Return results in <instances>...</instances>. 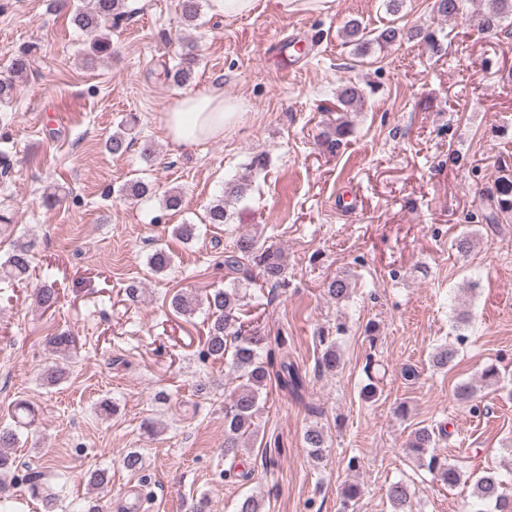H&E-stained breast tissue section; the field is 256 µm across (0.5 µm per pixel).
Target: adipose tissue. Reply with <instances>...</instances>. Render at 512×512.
Masks as SVG:
<instances>
[{
    "label": "adipose tissue",
    "instance_id": "ef3b65f1",
    "mask_svg": "<svg viewBox=\"0 0 512 512\" xmlns=\"http://www.w3.org/2000/svg\"><path fill=\"white\" fill-rule=\"evenodd\" d=\"M245 113L243 104L223 91L203 88L176 99L164 114V126L174 145L191 149L223 139L225 130L241 122Z\"/></svg>",
    "mask_w": 512,
    "mask_h": 512
}]
</instances>
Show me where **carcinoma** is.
Returning a JSON list of instances; mask_svg holds the SVG:
<instances>
[{
    "mask_svg": "<svg viewBox=\"0 0 512 512\" xmlns=\"http://www.w3.org/2000/svg\"><path fill=\"white\" fill-rule=\"evenodd\" d=\"M204 0H179L180 18L187 27L197 26L202 13ZM463 0H434L433 9L442 17L456 18L460 14ZM126 15L125 0H86L85 4L72 9V23L90 38L89 51L84 56L86 64L112 57V41L109 32ZM512 16V0H493L491 9L472 16L474 26L480 32L501 29L503 22ZM348 41L356 46L360 56L367 55L373 46L386 49L403 39L421 38L432 50L439 47V35L443 29L404 31L400 27L388 25L376 35L365 31L362 25L352 20L343 29ZM39 45L32 42L20 46L11 55L6 71L0 72V108L7 107L13 101L16 82L38 63L37 50ZM198 54L194 46L187 45V51L181 54L180 61L173 67H166L161 72L164 80L184 86L191 81L193 70L197 64ZM364 103V93L353 82L339 88L336 99V111H327L330 115L321 132L318 145L330 154L337 153L345 145V139L352 132V122L348 113L355 112ZM134 144L127 128L118 126L105 142L106 150L121 156ZM251 189L250 180L245 177L224 183L220 195L211 200L204 208L200 224L223 225L231 223L232 208L244 199ZM118 192L137 200L152 196L153 187L144 177L137 174L127 180ZM68 193L62 186L48 189L44 195V203L54 208L67 201ZM483 219L488 224L499 223L501 217L512 213V177L504 176L495 191L480 199ZM199 224L185 222L175 224L171 236L182 243H189L199 236ZM34 259V242H14L6 257L0 259V284L13 287L24 282L30 275ZM174 254L163 245H158L149 253L146 267L149 273L157 275L172 269ZM220 265L224 268V280L227 285L216 288L201 300L197 296L177 290L169 298V306L180 315H193L203 308L206 312L207 336L204 349L200 353L201 360H221L230 356L231 374L240 380V384L224 403V458L236 460L238 455L251 447L255 435L254 419L260 411V400L263 390L267 388L271 375L284 389L298 393L304 387V378L294 363L283 357L276 359L269 347V337L255 327L245 328L240 313L245 307L242 284H257L261 288L284 289L288 287L287 267L279 248L261 239L257 234L245 233L236 236L224 247ZM327 296L337 303L350 297L352 282L349 278L338 276L328 282L324 288ZM38 306L48 310L57 306L59 294L54 285L48 282L40 284L34 290ZM47 343L53 352L64 355L75 346L76 339L69 333L61 332L48 338ZM457 355V347L448 344L439 348L433 355L435 367L444 369L453 364ZM340 366V357L336 343H330L316 362V370L320 374L336 371ZM66 373V368L55 363L41 373L42 385H57ZM456 400L471 404L478 409L476 403L477 388L470 382L461 383L454 390ZM303 441L310 458L318 463L323 459L326 438L322 427L312 424L304 432ZM17 433L11 428L0 429V476L15 473L18 468L17 459L8 449L15 446ZM436 433L434 428L420 427L410 435L408 449L421 456L428 449L435 447ZM428 469L435 478L448 486H454L464 478V472L455 464H442L436 457H431ZM32 496L41 499L44 512H55L56 497L48 492L42 482V473L31 470L25 475ZM502 480L495 472H487L474 478L472 502L467 512H486L493 505L506 509L508 501L500 492ZM388 498L395 512H405L410 501L411 489L408 485L397 482L389 486Z\"/></svg>",
    "mask_w": 512,
    "mask_h": 512,
    "instance_id": "1",
    "label": "carcinoma"
}]
</instances>
